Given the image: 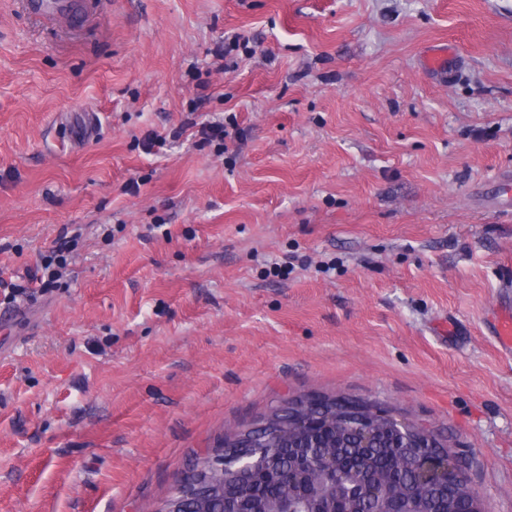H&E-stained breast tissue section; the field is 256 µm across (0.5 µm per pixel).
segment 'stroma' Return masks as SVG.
I'll use <instances>...</instances> for the list:
<instances>
[{"instance_id": "1", "label": "stroma", "mask_w": 512, "mask_h": 512, "mask_svg": "<svg viewBox=\"0 0 512 512\" xmlns=\"http://www.w3.org/2000/svg\"><path fill=\"white\" fill-rule=\"evenodd\" d=\"M94 2L0 0V276L81 231L0 302V512H159L299 394L440 433L512 512V0ZM229 31L254 54L221 72ZM67 237L60 236L55 242V249L52 250L49 258L45 259L41 273L34 274L27 285L16 284L8 282L0 276V294L3 291L8 290L7 294H4V300H7L8 304L16 301L18 297L31 298L34 293L46 292L53 282L56 272L53 267V262L57 264H64L67 262V254L69 253L70 247L68 246L69 241ZM52 268V269H51ZM39 288V289H35Z\"/></svg>"}]
</instances>
